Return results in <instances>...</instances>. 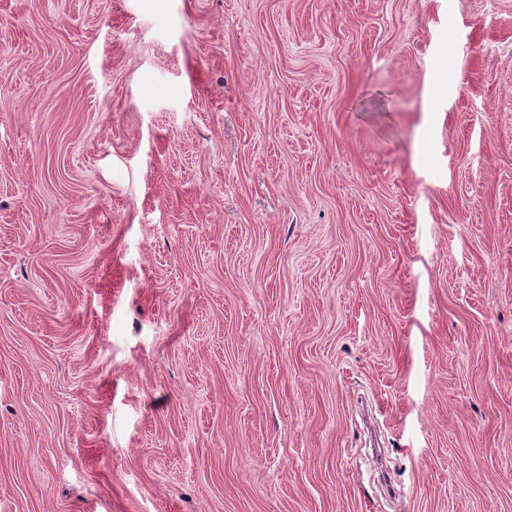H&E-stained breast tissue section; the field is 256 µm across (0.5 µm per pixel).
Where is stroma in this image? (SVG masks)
I'll use <instances>...</instances> for the list:
<instances>
[{"instance_id":"35a3bbf8","label":"stroma","mask_w":512,"mask_h":512,"mask_svg":"<svg viewBox=\"0 0 512 512\" xmlns=\"http://www.w3.org/2000/svg\"><path fill=\"white\" fill-rule=\"evenodd\" d=\"M0 512H512V0H0Z\"/></svg>"}]
</instances>
